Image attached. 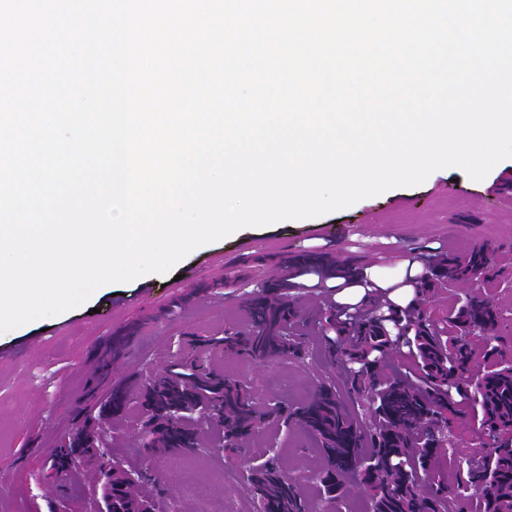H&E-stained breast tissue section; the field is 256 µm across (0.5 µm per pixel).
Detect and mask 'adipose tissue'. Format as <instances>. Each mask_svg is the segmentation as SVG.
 <instances>
[{"label":"adipose tissue","instance_id":"obj_1","mask_svg":"<svg viewBox=\"0 0 512 512\" xmlns=\"http://www.w3.org/2000/svg\"><path fill=\"white\" fill-rule=\"evenodd\" d=\"M399 274L395 278H384L375 268H365L359 278L345 281L341 278L327 280V287L335 291L334 302L338 315L369 303H389L403 308L411 303L416 293V278L424 271L423 264L416 259L402 258L397 262Z\"/></svg>","mask_w":512,"mask_h":512}]
</instances>
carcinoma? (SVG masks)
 I'll return each instance as SVG.
<instances>
[{
    "label": "carcinoma",
    "instance_id": "cac0c4a2",
    "mask_svg": "<svg viewBox=\"0 0 512 512\" xmlns=\"http://www.w3.org/2000/svg\"><path fill=\"white\" fill-rule=\"evenodd\" d=\"M490 261L480 250L466 255L439 256L431 281L455 277L481 278ZM314 271L323 279L357 273L354 263L309 257L289 271ZM246 327L209 338L199 347L190 343L175 369L155 372L115 390L125 394L137 386L147 458L159 452L195 456L239 455L262 430L280 424L296 427L320 444L321 464L315 472L316 493L309 499L285 468L272 461L242 484L254 512H320L326 493L342 501L350 488L361 487L368 512H512V366L498 361L492 350L483 356L482 427L491 443L471 460L466 478L448 483L437 465L454 419L460 414L455 396L463 395L474 379L476 359L464 327L480 324L493 329L497 309L490 298H473L448 312L447 336L421 312L381 318L377 312L353 322L338 320L332 309L319 310L313 323L324 343V356L336 365L338 381L321 383L312 398L300 405L280 402L257 407L244 383L224 374L212 362L215 355L235 353L251 360L299 358L300 336L289 329L298 312L290 291L275 284L247 299L242 308ZM401 323L405 343L414 344L413 374H402L391 361L366 363L393 342L387 323ZM207 403L218 409L208 415L212 431L192 419L173 422L166 410L175 404ZM112 512H141L159 499L163 485L155 469L142 468L139 495L125 488L120 474L112 475Z\"/></svg>",
    "mask_w": 512,
    "mask_h": 512
}]
</instances>
